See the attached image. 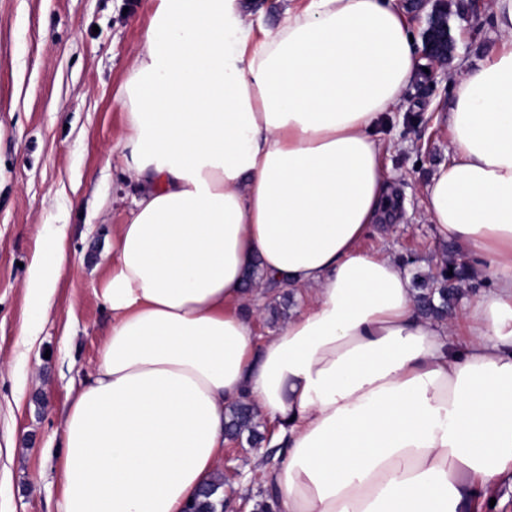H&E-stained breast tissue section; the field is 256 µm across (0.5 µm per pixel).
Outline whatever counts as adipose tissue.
I'll list each match as a JSON object with an SVG mask.
<instances>
[{"label": "adipose tissue", "mask_w": 512, "mask_h": 512, "mask_svg": "<svg viewBox=\"0 0 512 512\" xmlns=\"http://www.w3.org/2000/svg\"><path fill=\"white\" fill-rule=\"evenodd\" d=\"M453 84L433 237L487 286L452 321L362 246L394 218L377 128L419 58L385 0H307L256 37L239 0H160L122 103L136 189L97 293L112 323L59 434L61 512H183L249 399L286 445L275 512H482L512 492V0ZM65 253L24 287L46 313ZM304 295L269 336L252 263Z\"/></svg>", "instance_id": "obj_1"}]
</instances>
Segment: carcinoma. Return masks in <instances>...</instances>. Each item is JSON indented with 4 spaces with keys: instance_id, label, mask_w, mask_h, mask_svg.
I'll list each match as a JSON object with an SVG mask.
<instances>
[{
    "instance_id": "carcinoma-1",
    "label": "carcinoma",
    "mask_w": 512,
    "mask_h": 512,
    "mask_svg": "<svg viewBox=\"0 0 512 512\" xmlns=\"http://www.w3.org/2000/svg\"><path fill=\"white\" fill-rule=\"evenodd\" d=\"M471 279L472 270L468 264L458 261L453 251H446L436 275L413 278L418 314L434 320L446 319ZM291 298L292 293L288 291L276 292V296L265 306L269 324L276 326L288 319ZM225 433L233 441L244 439L249 445L259 447L267 438L268 428L259 418L255 406L246 399L229 409ZM223 488L224 476L220 473L206 483L205 492L190 500L187 512H224Z\"/></svg>"
}]
</instances>
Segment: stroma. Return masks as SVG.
Listing matches in <instances>:
<instances>
[{
	"label": "stroma",
	"instance_id": "35a3bbf8",
	"mask_svg": "<svg viewBox=\"0 0 512 512\" xmlns=\"http://www.w3.org/2000/svg\"><path fill=\"white\" fill-rule=\"evenodd\" d=\"M455 50L423 58L378 131L402 207L365 249L435 273L443 245L425 217V186L448 160L452 83L500 38L489 0H446ZM159 0H0V512H59L57 431L86 381L111 315L93 272L133 194L122 173L128 133L119 98ZM68 262L46 316L30 317L31 270ZM41 345L26 350L25 334Z\"/></svg>",
	"mask_w": 512,
	"mask_h": 512
}]
</instances>
